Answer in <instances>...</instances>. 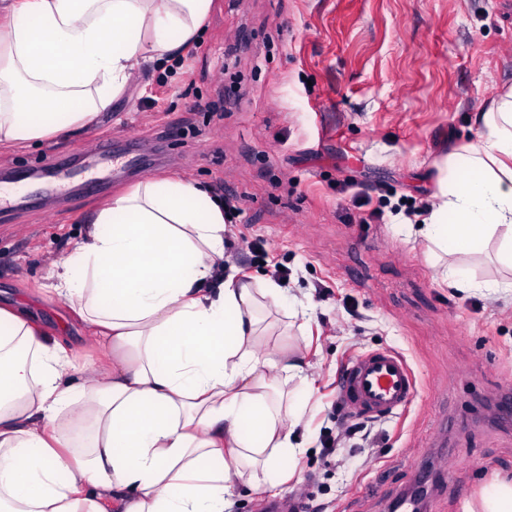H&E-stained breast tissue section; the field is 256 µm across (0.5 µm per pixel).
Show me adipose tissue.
Here are the masks:
<instances>
[{"label": "adipose tissue", "instance_id": "1", "mask_svg": "<svg viewBox=\"0 0 512 512\" xmlns=\"http://www.w3.org/2000/svg\"><path fill=\"white\" fill-rule=\"evenodd\" d=\"M214 0H0V144L79 133L135 75L197 41ZM445 155L419 234L512 270V90ZM224 200L194 180L145 179L102 200L46 288L100 355L0 303V512H230L288 482L305 451L301 351L261 312L295 317L273 279L224 264Z\"/></svg>", "mask_w": 512, "mask_h": 512}]
</instances>
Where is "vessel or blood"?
Masks as SVG:
<instances>
[{"label":"vessel or blood","instance_id":"1","mask_svg":"<svg viewBox=\"0 0 512 512\" xmlns=\"http://www.w3.org/2000/svg\"><path fill=\"white\" fill-rule=\"evenodd\" d=\"M417 392L406 358L391 348L353 355L342 370L339 394L347 407L366 417L384 418L405 411Z\"/></svg>","mask_w":512,"mask_h":512}]
</instances>
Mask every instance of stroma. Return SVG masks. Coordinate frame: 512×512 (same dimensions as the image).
I'll return each mask as SVG.
<instances>
[{"label": "stroma", "mask_w": 512, "mask_h": 512, "mask_svg": "<svg viewBox=\"0 0 512 512\" xmlns=\"http://www.w3.org/2000/svg\"><path fill=\"white\" fill-rule=\"evenodd\" d=\"M499 0H214L197 55L147 72L80 139L0 145V177L33 196L0 219V291L42 282L84 215L146 178L224 185L241 200L224 252L240 279L276 277L308 301L281 344L305 351L308 449L295 477L232 512H387L432 462L425 512H463L512 479V420L484 407L512 383V300L441 279L419 224L452 148L512 89V23ZM224 97L223 116L201 103ZM78 159L63 189L26 172ZM383 220L371 219L373 211ZM497 245L448 261L507 277ZM399 351L418 393L399 417L348 435L338 376L354 354Z\"/></svg>", "instance_id": "1"}]
</instances>
